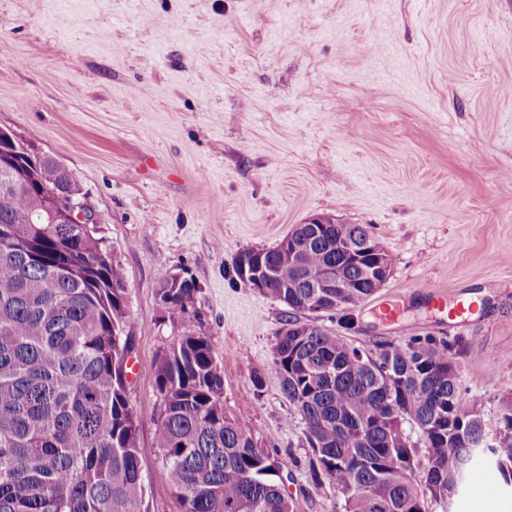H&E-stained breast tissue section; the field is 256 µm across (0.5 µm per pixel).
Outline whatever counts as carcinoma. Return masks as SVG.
I'll use <instances>...</instances> for the list:
<instances>
[{"label":"carcinoma","instance_id":"cac0c4a2","mask_svg":"<svg viewBox=\"0 0 512 512\" xmlns=\"http://www.w3.org/2000/svg\"><path fill=\"white\" fill-rule=\"evenodd\" d=\"M46 183L80 191L33 141L0 136V512H147L126 391L125 272L97 226L31 223ZM293 236L309 239L296 255L283 240L237 254L272 272L258 292L288 308L286 325L322 314L345 323L389 278L390 254L380 269L348 257L372 239L363 224H299ZM326 268L353 287H314L308 275ZM195 290L158 273L162 318L180 327L155 365L162 477L184 512H293L249 423L224 415L221 367L189 313ZM463 350L461 338L435 336L363 350L317 325L276 336L273 364L303 421L310 470L344 512H424L427 495L446 507L479 463L512 488V394L490 413L465 406ZM491 420L495 442L479 453Z\"/></svg>","mask_w":512,"mask_h":512}]
</instances>
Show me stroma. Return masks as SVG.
I'll return each instance as SVG.
<instances>
[{"mask_svg":"<svg viewBox=\"0 0 512 512\" xmlns=\"http://www.w3.org/2000/svg\"><path fill=\"white\" fill-rule=\"evenodd\" d=\"M0 129L69 169L125 271L149 512H183L154 441V363L180 332L163 268L195 282L224 413L278 460L294 512H343L272 366L286 308L227 274L316 215L368 226L393 257L350 329L316 325L367 349L460 337L467 402L512 392V0H0ZM428 285L476 313L449 324ZM487 471L425 512H512Z\"/></svg>","mask_w":512,"mask_h":512,"instance_id":"stroma-1","label":"stroma"}]
</instances>
